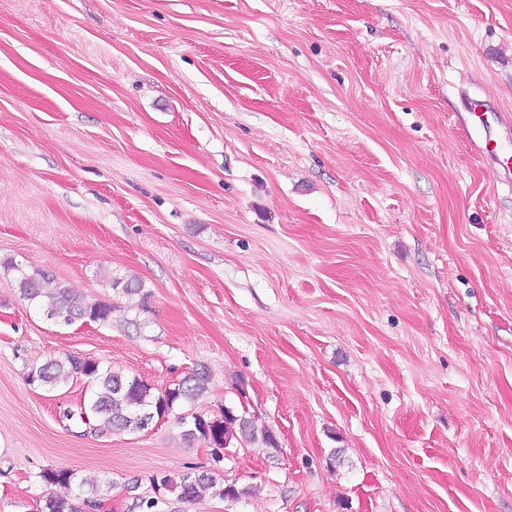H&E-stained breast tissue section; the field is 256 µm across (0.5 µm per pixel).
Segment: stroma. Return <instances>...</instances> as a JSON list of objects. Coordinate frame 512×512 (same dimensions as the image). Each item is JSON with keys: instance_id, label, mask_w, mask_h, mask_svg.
<instances>
[{"instance_id": "obj_1", "label": "stroma", "mask_w": 512, "mask_h": 512, "mask_svg": "<svg viewBox=\"0 0 512 512\" xmlns=\"http://www.w3.org/2000/svg\"><path fill=\"white\" fill-rule=\"evenodd\" d=\"M468 100L512 115V0H0V512L82 478L138 512L155 471L245 491L159 512H512V186ZM18 264L111 324L45 321ZM64 352L207 367L186 412L279 448L65 420L83 381H25ZM110 287L114 290H120V293L133 298H137L136 306L141 311H148L150 305V299L152 297V293L150 290L145 288L143 282L139 279H119V278H110L109 280ZM203 416L205 420H201ZM181 425V436L185 443L192 445L195 442H204L213 448L214 453L220 457L219 451H224L236 444H260L266 448L276 450L278 442L270 429L260 432L254 425V420L247 417L246 411L239 412L228 407L220 415L205 417L202 414L191 412L178 417Z\"/></svg>"}]
</instances>
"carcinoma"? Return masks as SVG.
I'll return each mask as SVG.
<instances>
[{
    "mask_svg": "<svg viewBox=\"0 0 512 512\" xmlns=\"http://www.w3.org/2000/svg\"><path fill=\"white\" fill-rule=\"evenodd\" d=\"M12 269L18 273L21 295L38 307L46 320L70 325L94 317L102 324L112 323V303L86 300L47 270H35L30 274L18 264ZM109 285L130 298H137L139 310L149 309L152 293L141 280L112 278ZM74 379L87 383L88 397L78 411L64 412V418L77 420L94 432L114 433L145 430L154 419L170 414L178 406L194 403L207 391L210 374L204 367L196 369L159 390L137 377L129 378L119 371L104 368L95 359L64 353L31 367L26 375L28 384L41 387L59 386ZM178 422L185 443L192 445L202 441L216 453L242 442L274 450L278 448L271 430H257L254 420L246 412L230 407L205 419L199 413H187L178 417ZM41 478L50 484L68 485L74 474L62 469H46ZM148 482L155 493L169 492L184 502L196 500L202 489H211L214 495L231 501L248 494L247 490L234 484L218 481L210 473H186L175 478L158 471L148 476ZM39 512H79V506L71 498L51 495L39 505Z\"/></svg>",
    "mask_w": 512,
    "mask_h": 512,
    "instance_id": "carcinoma-1",
    "label": "carcinoma"
}]
</instances>
